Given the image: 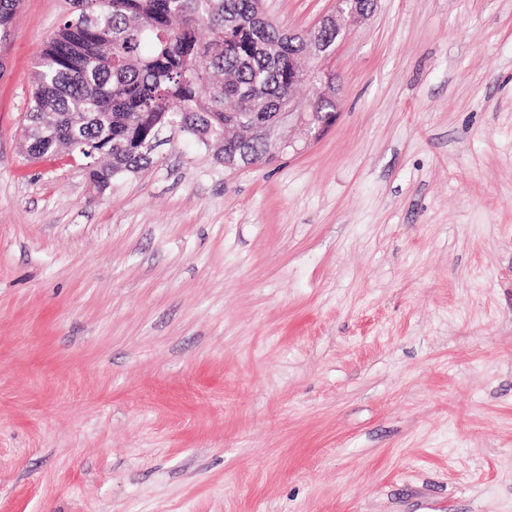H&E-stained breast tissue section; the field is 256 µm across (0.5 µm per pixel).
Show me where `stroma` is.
Listing matches in <instances>:
<instances>
[{"label": "stroma", "instance_id": "obj_1", "mask_svg": "<svg viewBox=\"0 0 512 512\" xmlns=\"http://www.w3.org/2000/svg\"><path fill=\"white\" fill-rule=\"evenodd\" d=\"M74 11L0 47V512H512V0H376L308 149L104 194L24 147Z\"/></svg>", "mask_w": 512, "mask_h": 512}]
</instances>
